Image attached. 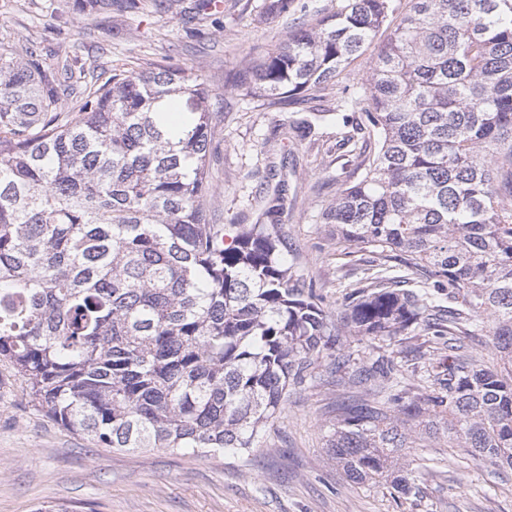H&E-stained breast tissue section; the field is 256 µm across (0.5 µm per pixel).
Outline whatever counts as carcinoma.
Here are the masks:
<instances>
[{
	"mask_svg": "<svg viewBox=\"0 0 512 512\" xmlns=\"http://www.w3.org/2000/svg\"><path fill=\"white\" fill-rule=\"evenodd\" d=\"M396 0H338L292 32L251 83L289 99L336 80ZM372 126L360 177L323 219L336 244L387 253L337 314L262 224H210L209 93L178 63L80 81L39 48L0 46V363L34 406L101 448L204 454L257 445L291 385L346 336L448 337L420 382L379 362L366 403L336 410L329 455L403 495L409 431L512 469V0H407L361 84ZM358 100V101H360ZM336 102V120L358 110ZM448 285V314L437 294ZM491 336L496 363L457 336Z\"/></svg>",
	"mask_w": 512,
	"mask_h": 512,
	"instance_id": "cac0c4a2",
	"label": "carcinoma"
}]
</instances>
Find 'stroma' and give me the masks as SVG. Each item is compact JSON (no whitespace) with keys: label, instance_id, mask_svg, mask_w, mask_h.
Listing matches in <instances>:
<instances>
[{"label":"stroma","instance_id":"35a3bbf8","mask_svg":"<svg viewBox=\"0 0 512 512\" xmlns=\"http://www.w3.org/2000/svg\"><path fill=\"white\" fill-rule=\"evenodd\" d=\"M141 0L139 10L79 11L76 0H0V41L37 42L69 55L76 67L175 59L198 69L209 92L216 134L210 148L213 224H253L278 189V216L296 275L311 282L332 311L342 310L362 270L384 256L336 248V227L321 214L354 165L336 147L334 107L359 93L378 47L364 54L316 101L269 99L249 89L253 67L288 40L294 27L335 10L336 0H293L286 13L265 0ZM310 116L315 140L299 139L297 118ZM354 366L378 355L400 374L416 360L408 344L375 347L349 342ZM362 384L339 386L326 360L312 381L293 388L285 407L255 448L204 455L164 448L115 451L65 430L30 403L22 378L0 364V512H34L43 502L73 512H512V470L461 457L448 435L412 432L404 450L422 471L420 492L402 495L390 483L346 480L327 453L336 404H359Z\"/></svg>","mask_w":512,"mask_h":512}]
</instances>
